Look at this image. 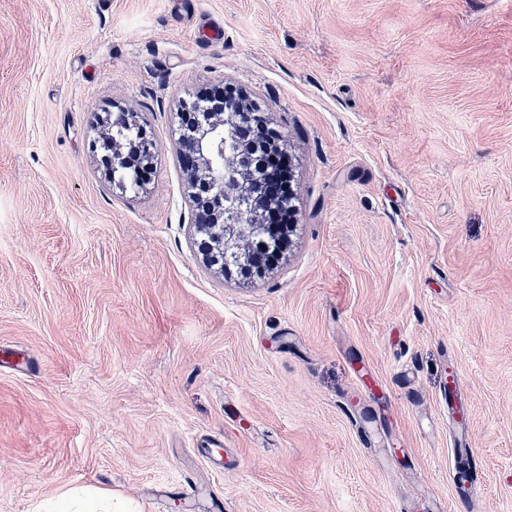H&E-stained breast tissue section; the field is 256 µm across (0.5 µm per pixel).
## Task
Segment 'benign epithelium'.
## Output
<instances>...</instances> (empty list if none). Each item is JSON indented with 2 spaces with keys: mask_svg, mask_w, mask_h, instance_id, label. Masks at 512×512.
<instances>
[{
  "mask_svg": "<svg viewBox=\"0 0 512 512\" xmlns=\"http://www.w3.org/2000/svg\"><path fill=\"white\" fill-rule=\"evenodd\" d=\"M218 99L212 112H182L178 155L187 183L191 188L193 210L192 244L201 262L220 272L248 267L251 274H262L259 265L224 252V242L234 240L245 247L262 236L275 232V226L258 224V214L268 203L266 185L257 183L244 190V181L251 163L244 148L245 136L261 130L270 137L277 131L270 126L267 113L242 91L222 85L193 102L202 108L208 98ZM156 145L146 132L137 144L127 150L112 148L102 156V164L117 171L136 170L140 181L147 180L154 166Z\"/></svg>",
  "mask_w": 512,
  "mask_h": 512,
  "instance_id": "1",
  "label": "benign epithelium"
}]
</instances>
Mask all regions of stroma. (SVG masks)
<instances>
[{
	"label": "stroma",
	"mask_w": 512,
	"mask_h": 512,
	"mask_svg": "<svg viewBox=\"0 0 512 512\" xmlns=\"http://www.w3.org/2000/svg\"><path fill=\"white\" fill-rule=\"evenodd\" d=\"M222 83L294 175L254 279L196 257L176 152ZM115 106L136 187L90 149ZM87 488L512 512V0H0V512ZM155 157L154 141L147 136L145 131L141 130L137 144L130 146L126 151L113 147L112 154L103 155L101 161L105 167L109 168L107 170L109 174L111 168L112 173L119 169H133L138 171L140 182H143L150 177L153 171Z\"/></svg>",
	"instance_id": "1"
}]
</instances>
